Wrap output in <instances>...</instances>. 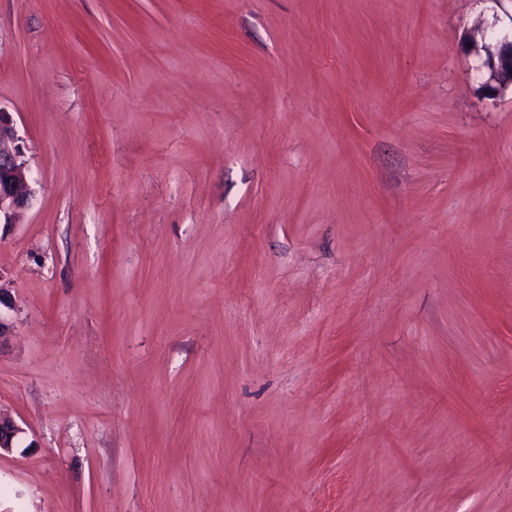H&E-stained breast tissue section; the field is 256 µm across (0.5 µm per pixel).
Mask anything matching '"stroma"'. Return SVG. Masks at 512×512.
<instances>
[{"label": "stroma", "instance_id": "1", "mask_svg": "<svg viewBox=\"0 0 512 512\" xmlns=\"http://www.w3.org/2000/svg\"><path fill=\"white\" fill-rule=\"evenodd\" d=\"M512 0H0V512H512ZM479 33L481 45L475 40V35L471 37V41L476 53L481 50L485 53L482 65L488 74L487 81L484 83L486 93L497 95L509 88L512 92V34L510 36L494 35L490 37L489 42H486L485 31L477 30V34ZM33 193L10 120L0 110V224H11L16 210L27 206ZM23 433L24 429L16 421L0 414V455L11 452Z\"/></svg>", "mask_w": 512, "mask_h": 512}]
</instances>
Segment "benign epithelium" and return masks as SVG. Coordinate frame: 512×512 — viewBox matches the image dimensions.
Segmentation results:
<instances>
[{"label": "benign epithelium", "instance_id": "7a95c632", "mask_svg": "<svg viewBox=\"0 0 512 512\" xmlns=\"http://www.w3.org/2000/svg\"><path fill=\"white\" fill-rule=\"evenodd\" d=\"M472 43L475 52L485 53L486 93L497 95L512 89V35L488 38L482 30L480 40ZM32 197L13 128L6 113L0 111V224L11 223L16 210L27 206ZM22 434L24 429L16 421L0 416V455L11 452Z\"/></svg>", "mask_w": 512, "mask_h": 512}]
</instances>
